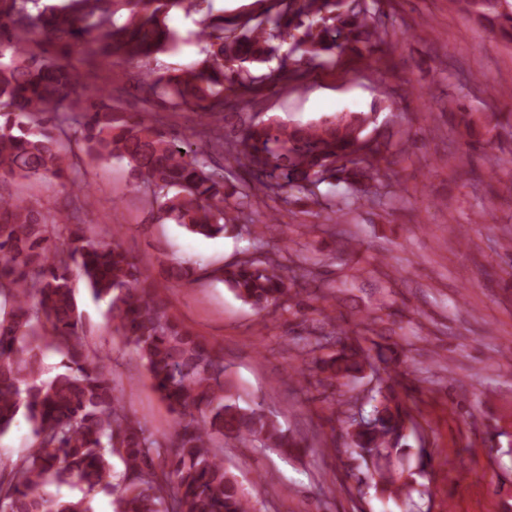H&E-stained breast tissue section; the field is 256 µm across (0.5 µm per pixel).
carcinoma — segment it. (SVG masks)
Segmentation results:
<instances>
[{"label": "carcinoma", "instance_id": "carcinoma-1", "mask_svg": "<svg viewBox=\"0 0 512 512\" xmlns=\"http://www.w3.org/2000/svg\"><path fill=\"white\" fill-rule=\"evenodd\" d=\"M0 0V179L57 181L74 173V159L125 160L131 187L150 216L212 237L239 220L245 200L279 196L285 187L315 194L324 173L362 193L376 188L374 172L394 155L387 141L366 140L365 112L336 114L305 124L244 126L231 135L206 130L194 141L141 119L115 116L110 93L83 79L73 54L113 62L149 63L174 42L169 13L195 10L204 0ZM262 17L207 12L201 37L205 59L172 73L148 72L141 89L204 125L229 99L242 101L280 83L298 82L311 65L335 66L352 54L373 68L391 43L387 0H265ZM463 13L512 43L509 0H452ZM39 35L42 53L27 49ZM291 42L288 56L265 74L254 65ZM75 122L79 136L61 139ZM245 169L250 181L230 185L212 168L215 147ZM235 199L229 204L228 199ZM107 305L113 332L132 346L174 431L158 439L122 404L108 356L88 342L75 297V278ZM257 313L286 309L293 270L279 259L247 258L213 270ZM0 434L18 418L32 427L33 445L0 464V509L6 512H94V495H113V512H256L224 468V444H254L288 453L299 443L261 408H244L224 394V360L169 313L157 285L115 239L93 240L69 215L51 217L25 199L0 193ZM334 354L314 357L316 382L328 390L349 385L372 365L369 350L331 324L323 335ZM56 349L61 370L45 377L43 348ZM403 373L383 368L375 404L345 430L383 498L415 491L427 452L407 444L415 423ZM124 463L114 476L112 459ZM68 486L79 494L65 497Z\"/></svg>", "mask_w": 512, "mask_h": 512}]
</instances>
